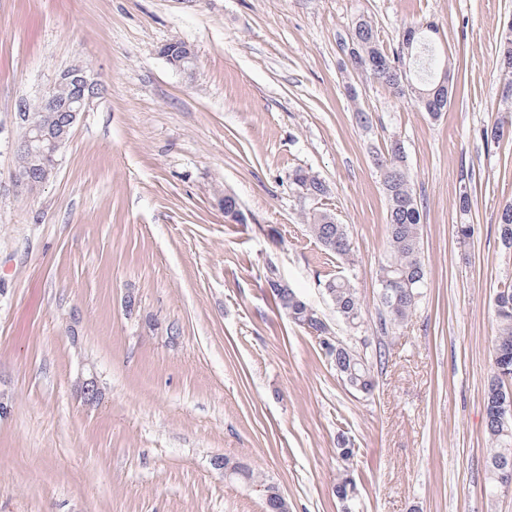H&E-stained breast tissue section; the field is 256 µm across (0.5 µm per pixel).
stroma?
Returning a JSON list of instances; mask_svg holds the SVG:
<instances>
[{"label":"stroma","mask_w":512,"mask_h":512,"mask_svg":"<svg viewBox=\"0 0 512 512\" xmlns=\"http://www.w3.org/2000/svg\"><path fill=\"white\" fill-rule=\"evenodd\" d=\"M362 16L389 52L409 23H435L454 71L446 112L350 69ZM511 20L512 0H0V512H265L219 457L275 484L288 512H343L344 466L353 512H512V492L486 480L484 411L493 299L512 283L497 225L512 140L482 136L506 111L496 45ZM176 41L192 72L162 55ZM73 65L107 92L25 192L18 103ZM394 139L421 204L427 286L383 337L387 203L369 148ZM299 167L326 182L323 201L294 186ZM466 169L475 230L462 244ZM227 193L245 223H226ZM319 205L347 226L351 261L310 236ZM272 269L346 341L323 283L352 279L357 333L386 352L372 395L345 388L277 307ZM88 372L93 406L75 392ZM472 173L469 170L461 171L460 186L456 198V210L459 212L460 223L456 224L455 232L460 243H466L474 234V225L471 224L472 199L470 194V182Z\"/></svg>","instance_id":"stroma-1"}]
</instances>
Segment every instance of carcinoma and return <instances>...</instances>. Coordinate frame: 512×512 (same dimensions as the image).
Here are the masks:
<instances>
[{"label":"carcinoma","mask_w":512,"mask_h":512,"mask_svg":"<svg viewBox=\"0 0 512 512\" xmlns=\"http://www.w3.org/2000/svg\"><path fill=\"white\" fill-rule=\"evenodd\" d=\"M417 31L411 47L410 56L398 50L393 54L385 52L372 21L361 17L352 26L350 41L356 48L357 63L363 72L382 80L395 94H403V80H410L422 93L428 104L422 109L434 118L445 110L447 104L438 98L436 88L442 73L432 72V48L429 43L430 29L423 25H414ZM190 51L183 42L164 45L161 53L170 64L179 66ZM388 59L393 66L380 73L373 69L369 61ZM381 177L382 187L387 200L388 241L386 261L380 266L378 276L385 277L396 284L386 292L379 294L378 331L387 336L405 325L417 309L422 288L425 287L427 271L421 257V211L414 192L406 156L396 155L392 150L385 153L373 152ZM293 184L308 198L319 201L328 194L327 185L318 175L297 168L292 173ZM472 173L461 171L460 186L456 198V210L460 223L455 232L458 241L467 242L474 234L471 224L472 199L470 182ZM498 232L504 249L512 250V204L498 213ZM311 235L336 258L349 261L353 244L346 225L336 221L327 210L315 209L307 217ZM323 289L335 309L337 317L352 330L363 325V312L356 288L351 279L338 275L327 279ZM278 307L294 325L319 339L320 349L330 364L336 367L337 378L344 386L355 393L367 396L375 385L372 362L363 350L346 345L344 354L334 352L321 340L318 330L326 321L321 314L291 289L281 295H275ZM494 317L496 329L492 339L493 368L485 391V434L490 444L486 460V476L493 489L501 488L499 476L502 470L512 472V412L502 411L503 403L512 401V285L496 292L494 297ZM232 479L247 484L259 482L254 470L244 466ZM261 483V482H259ZM264 487L266 512H284L282 502L285 498L279 489L268 483ZM336 497L348 503L356 497L357 486L350 474L345 473L336 479L334 486Z\"/></svg>","instance_id":"cac0c4a2"}]
</instances>
